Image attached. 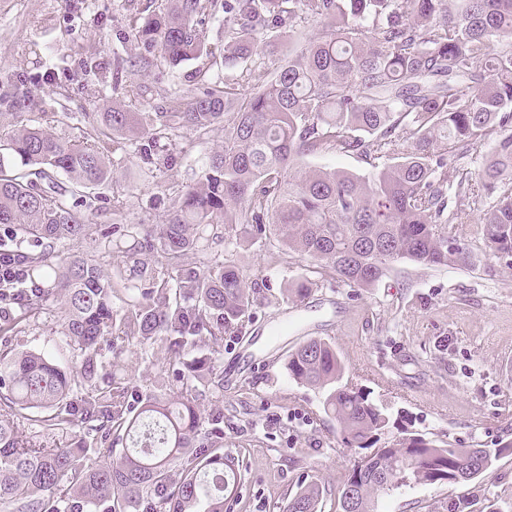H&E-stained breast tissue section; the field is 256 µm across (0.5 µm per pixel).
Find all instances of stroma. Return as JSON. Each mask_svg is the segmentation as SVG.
Masks as SVG:
<instances>
[{
	"label": "stroma",
	"instance_id": "stroma-1",
	"mask_svg": "<svg viewBox=\"0 0 512 512\" xmlns=\"http://www.w3.org/2000/svg\"><path fill=\"white\" fill-rule=\"evenodd\" d=\"M153 8V0H0V95L11 92L18 68L39 75L27 120L80 139L92 130L90 115L113 100L133 112H167L176 90L202 89L216 77L232 85L242 68L268 72L288 55L287 39L278 36L265 39L246 66L215 62L212 53L224 37L211 29L206 53L146 75L125 66L120 86H113L116 62L139 52L127 36L132 21ZM91 54L95 71L77 73L79 60ZM221 143L217 132L161 141L172 162L158 168L134 154L130 141L116 140L120 165L98 187V209L85 221L104 231L117 197L128 232L86 240L82 251L113 269L138 225L160 223L169 194L189 183ZM234 259L262 289L250 322L225 334L219 360L224 451L242 473L230 512H284L289 495L314 481L328 490L322 512H336L341 478L362 451L342 442L323 411L321 391L298 385L285 370L289 351L313 337L335 348L345 380L370 390L390 418L411 430L458 448L493 449L512 439V268L401 261L373 287L324 286L293 303L282 291L302 273L304 260L276 245L248 243L235 249ZM63 318L52 309L26 327L22 340L31 349L64 348ZM107 360L133 390L160 385L151 349L118 341ZM374 510L512 512V455L470 482L409 484L378 498Z\"/></svg>",
	"mask_w": 512,
	"mask_h": 512
}]
</instances>
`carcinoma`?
Listing matches in <instances>:
<instances>
[{
    "label": "carcinoma",
    "mask_w": 512,
    "mask_h": 512,
    "mask_svg": "<svg viewBox=\"0 0 512 512\" xmlns=\"http://www.w3.org/2000/svg\"><path fill=\"white\" fill-rule=\"evenodd\" d=\"M299 21L318 33L271 74L245 70L242 93L215 81L176 95L172 112L114 103L94 113L86 141L22 120L0 131V253L25 266L20 280L0 271V512H224L241 475L224 453V413L200 407L224 388V333L250 320L259 284L219 260L250 224L255 238L270 229L309 261L288 300L326 281L371 288L400 260L474 268L476 253L512 267V0H159L129 36L144 50L140 67L173 69L203 51L210 22L224 29V63L241 64L261 35L291 34ZM28 83L17 80L8 100L19 116L34 105ZM214 131L221 148L168 198L165 222L139 225L138 246L124 251L143 287L118 313L121 271L75 250L92 235L81 218L96 208L92 189L117 166L111 143L128 139L149 157L170 136ZM482 140L493 149L480 180L448 181V158ZM312 153H364L373 171L298 168ZM481 191L495 200L475 252L462 238ZM139 246L171 265L190 252L211 260L166 278L138 264ZM52 303L79 356L72 371L45 350L10 345ZM119 338L160 344L168 391L134 406L124 378L101 375L102 342ZM286 370L323 392L346 443L376 450L370 472L343 476L340 512H373L375 497L411 482L472 481L512 453V440L455 448L391 421L370 391L343 382L323 339L292 350ZM24 424L84 436L75 448H44L22 438ZM323 492L300 488L286 512H319Z\"/></svg>",
    "instance_id": "1"
}]
</instances>
